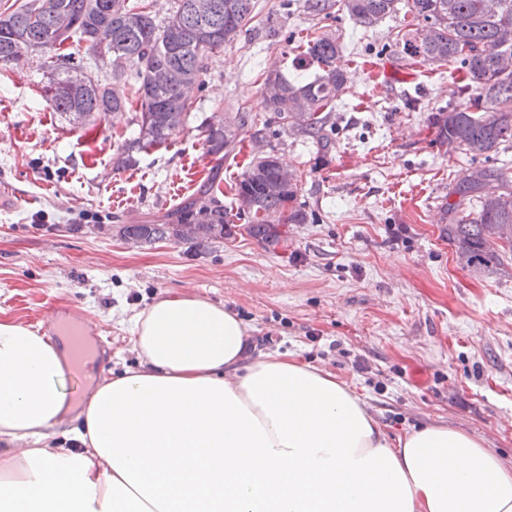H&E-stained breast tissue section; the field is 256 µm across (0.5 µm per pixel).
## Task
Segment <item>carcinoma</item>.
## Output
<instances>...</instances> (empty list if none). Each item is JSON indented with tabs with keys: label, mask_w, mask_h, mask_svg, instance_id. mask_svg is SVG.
Returning <instances> with one entry per match:
<instances>
[{
	"label": "carcinoma",
	"mask_w": 512,
	"mask_h": 512,
	"mask_svg": "<svg viewBox=\"0 0 512 512\" xmlns=\"http://www.w3.org/2000/svg\"><path fill=\"white\" fill-rule=\"evenodd\" d=\"M195 0H175V10L157 22L151 0H14V9L0 12V68L15 64V44L33 53H57L43 65L56 73L44 87L52 109L82 119L102 118L129 104L121 85V63L134 68L139 105L138 135L125 140L117 166L136 164L133 151L147 152L166 145L184 131L192 117L190 87L203 84L206 56L250 31L255 0H210L200 13ZM313 17L342 11L356 25L371 29L400 11L411 15L416 27L395 34L401 48L398 60L407 68L416 62H439L466 71L469 82L459 86L463 106H450L432 116L435 143L450 152L463 149L475 157L512 143V0H304ZM86 43L95 62L113 66L112 82L101 84L84 76L77 52L59 53L66 44ZM342 49L338 38L322 32L306 40L297 67L313 70L312 77L291 81L273 74L279 94H261V106L278 122L294 126L324 149L332 144L327 133L333 111L348 80L336 67ZM255 117H207L194 126L206 154L221 160L236 144L277 134L270 122L254 129ZM512 177L507 170L476 172L459 189L457 213L448 225V241L466 267L504 270L502 253L512 252ZM213 184L188 197L163 219L152 224H124L120 237L142 245L175 239L194 244L216 243L229 234L233 220L266 244L279 240L277 225L304 224L308 213L288 207L299 192L298 181L280 179L277 158L254 155L234 184V196L250 200L249 210L231 213L207 199Z\"/></svg>",
	"instance_id": "1"
}]
</instances>
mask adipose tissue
I'll return each instance as SVG.
<instances>
[{"label": "adipose tissue", "mask_w": 512, "mask_h": 512, "mask_svg": "<svg viewBox=\"0 0 512 512\" xmlns=\"http://www.w3.org/2000/svg\"><path fill=\"white\" fill-rule=\"evenodd\" d=\"M138 365L68 418V352L0 321V512H512V464L469 433L390 437L331 372L247 355L235 313L167 296Z\"/></svg>", "instance_id": "1"}]
</instances>
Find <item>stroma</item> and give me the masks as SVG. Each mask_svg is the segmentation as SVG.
<instances>
[{
	"label": "stroma",
	"instance_id": "35a3bbf8",
	"mask_svg": "<svg viewBox=\"0 0 512 512\" xmlns=\"http://www.w3.org/2000/svg\"><path fill=\"white\" fill-rule=\"evenodd\" d=\"M280 3L258 0L257 29L210 53L190 96L200 119L261 112L268 71L292 72L313 31L338 37L348 81L332 148L289 128L265 142L298 178L309 223L281 225L274 247L240 227L206 248L126 243L119 225L158 219L208 180L231 205L248 157L214 167L188 129L117 168L135 107L78 124L47 103L51 72L35 56L0 74V321L42 325L59 307L106 343L105 367L133 368L131 315L167 295L201 297L238 315L254 355L335 374L389 434L447 425L511 461L512 277L459 265L445 206L473 172L512 168V143L476 158L435 144L431 116L456 103L466 74L399 70L389 42L402 16L366 30Z\"/></svg>",
	"mask_w": 512,
	"mask_h": 512
}]
</instances>
